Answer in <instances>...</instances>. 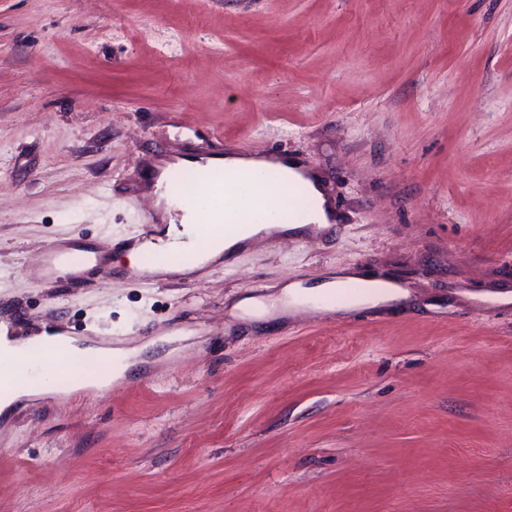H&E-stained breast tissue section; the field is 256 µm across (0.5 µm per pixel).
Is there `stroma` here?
<instances>
[{
  "label": "stroma",
  "instance_id": "obj_1",
  "mask_svg": "<svg viewBox=\"0 0 512 512\" xmlns=\"http://www.w3.org/2000/svg\"><path fill=\"white\" fill-rule=\"evenodd\" d=\"M232 150L335 224L130 278L153 161ZM348 269L408 296L262 318ZM0 320L143 349L0 415V512H512V0H0ZM224 167L230 171L245 170V169H271L279 171L280 174L286 178L293 175L290 167H286L281 162H276L273 159L267 158H241L229 156L224 158Z\"/></svg>",
  "mask_w": 512,
  "mask_h": 512
}]
</instances>
